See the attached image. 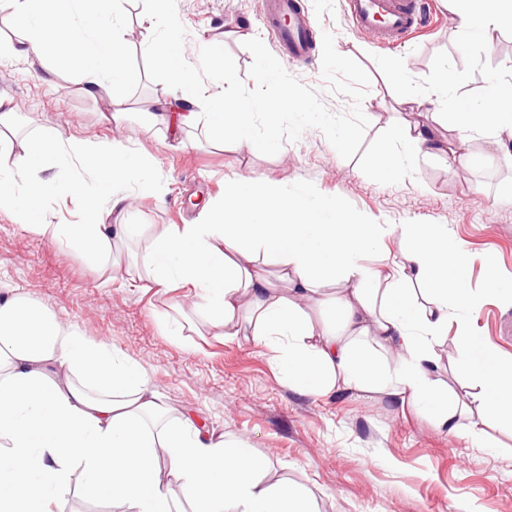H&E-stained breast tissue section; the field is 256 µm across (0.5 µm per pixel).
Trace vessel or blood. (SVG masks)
<instances>
[{
    "instance_id": "1",
    "label": "vessel or blood",
    "mask_w": 512,
    "mask_h": 512,
    "mask_svg": "<svg viewBox=\"0 0 512 512\" xmlns=\"http://www.w3.org/2000/svg\"><path fill=\"white\" fill-rule=\"evenodd\" d=\"M262 17L287 61L311 59L313 22L299 0H262ZM351 30L380 47L401 44L423 30L429 21L428 0H344Z\"/></svg>"
}]
</instances>
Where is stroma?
Instances as JSON below:
<instances>
[{"mask_svg":"<svg viewBox=\"0 0 512 512\" xmlns=\"http://www.w3.org/2000/svg\"><path fill=\"white\" fill-rule=\"evenodd\" d=\"M433 2L438 19L429 31L383 49L352 35L343 0H300L316 24L306 64L284 59L261 21L260 0H170L185 45L210 60L205 85L230 84L241 99L286 94L319 112L312 123L280 114L278 151L258 144L262 116L250 142H216L199 129L191 145L172 148L151 126L150 113L177 91L154 65L162 29L145 24L150 0L117 2L129 78L108 96L87 97L75 75L49 60L0 54V97L15 114L8 135L15 152L45 129L65 139L127 141L144 163L142 176L164 185L161 194H141L129 213L112 215L115 224L144 225L145 237L124 247L121 265L108 270L0 211V297L21 295L87 340L118 349L146 372L170 420L191 414L226 441L246 442L265 464L264 482L302 488L317 512H512V434L490 427V447L474 448L382 396L302 393L285 383L271 351L213 328L186 289L145 282L150 238L190 221L207 199L223 196L228 180L307 190L369 224L447 226L471 255L480 305L469 332L512 360V300L488 289L489 268L512 280V154L482 159L476 139L469 144L475 159L465 164L404 155L397 173L374 168L381 145L396 147L397 125L431 123L432 112L411 110L409 100L447 78L454 98L475 102L491 79L512 76V28L497 30L487 46L460 30L451 0ZM262 65L276 70L274 80L258 82ZM83 214V197L56 191L44 198L41 221L76 224ZM174 322L181 337L168 332Z\"/></svg>","mask_w":512,"mask_h":512,"instance_id":"1","label":"stroma"}]
</instances>
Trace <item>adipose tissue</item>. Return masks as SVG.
<instances>
[{
	"instance_id": "1",
	"label": "adipose tissue",
	"mask_w": 512,
	"mask_h": 512,
	"mask_svg": "<svg viewBox=\"0 0 512 512\" xmlns=\"http://www.w3.org/2000/svg\"><path fill=\"white\" fill-rule=\"evenodd\" d=\"M19 34L10 55H53L75 67L84 93L99 97L121 77L124 18L114 0H0ZM462 31L491 44L512 22V0H452ZM157 63L179 97L153 113L172 144L187 131L232 133L248 141L258 115L277 112L265 99L218 94L196 112L199 75L187 64L177 26H169ZM459 145L483 138L512 151V82H491L487 100L453 107ZM77 164L96 179L71 194L89 195L81 223L53 227L57 243L108 265L112 243L142 234L139 224H109L131 206V149L120 141L63 140L41 132L34 149L0 168V210L29 231L47 189L31 181L35 151ZM397 237L400 256L380 270L363 257ZM465 244L433 224H366L309 194L286 196L253 182L230 184L185 224L150 242V281L188 286L225 335L247 336L276 354L285 381L318 395L341 390L378 394L428 414L438 429L486 447L490 423L512 429V364L459 329L451 366L471 380L465 398L432 375L435 347L449 318H469L479 300L468 279ZM340 309V323L312 321L310 307ZM169 410L145 373L118 352L88 341L40 306L0 299V512H53L71 492L74 470L83 493L123 512H315L290 484H268L246 444H231L191 416L169 423ZM174 476L180 497L166 481Z\"/></svg>"
}]
</instances>
